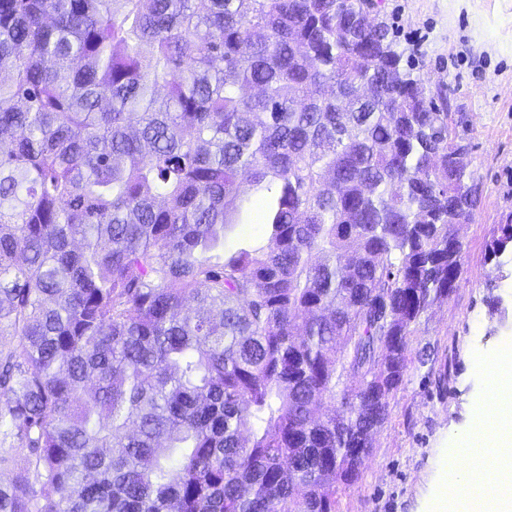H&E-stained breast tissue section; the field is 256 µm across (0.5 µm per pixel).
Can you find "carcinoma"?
Returning a JSON list of instances; mask_svg holds the SVG:
<instances>
[{
    "instance_id": "carcinoma-1",
    "label": "carcinoma",
    "mask_w": 512,
    "mask_h": 512,
    "mask_svg": "<svg viewBox=\"0 0 512 512\" xmlns=\"http://www.w3.org/2000/svg\"><path fill=\"white\" fill-rule=\"evenodd\" d=\"M365 8L0 0V512H335L477 206Z\"/></svg>"
}]
</instances>
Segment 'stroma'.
Returning <instances> with one entry per match:
<instances>
[{"label":"stroma","instance_id":"obj_1","mask_svg":"<svg viewBox=\"0 0 512 512\" xmlns=\"http://www.w3.org/2000/svg\"><path fill=\"white\" fill-rule=\"evenodd\" d=\"M431 90L443 91L453 136L468 146L478 206L459 228L456 288L415 326L412 362L358 480L336 491V512H421L443 449L471 427L491 365L512 343V255L488 246L512 214V0H374ZM502 300L498 308L490 297Z\"/></svg>","mask_w":512,"mask_h":512}]
</instances>
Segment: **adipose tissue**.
<instances>
[{"label": "adipose tissue", "instance_id": "adipose-tissue-1", "mask_svg": "<svg viewBox=\"0 0 512 512\" xmlns=\"http://www.w3.org/2000/svg\"><path fill=\"white\" fill-rule=\"evenodd\" d=\"M495 380L504 402L492 417H478L464 434L461 456L445 464L430 512H512V374L498 365Z\"/></svg>", "mask_w": 512, "mask_h": 512}]
</instances>
